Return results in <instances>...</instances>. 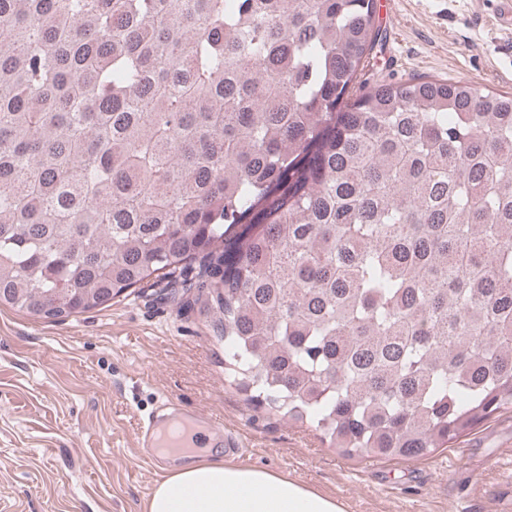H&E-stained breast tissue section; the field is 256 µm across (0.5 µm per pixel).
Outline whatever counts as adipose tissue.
<instances>
[{"instance_id": "adipose-tissue-1", "label": "adipose tissue", "mask_w": 512, "mask_h": 512, "mask_svg": "<svg viewBox=\"0 0 512 512\" xmlns=\"http://www.w3.org/2000/svg\"><path fill=\"white\" fill-rule=\"evenodd\" d=\"M146 512H344L328 494L267 470L224 462L210 453L190 456L165 473Z\"/></svg>"}]
</instances>
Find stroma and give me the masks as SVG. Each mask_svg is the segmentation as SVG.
Segmentation results:
<instances>
[{
    "instance_id": "35a3bbf8",
    "label": "stroma",
    "mask_w": 512,
    "mask_h": 512,
    "mask_svg": "<svg viewBox=\"0 0 512 512\" xmlns=\"http://www.w3.org/2000/svg\"><path fill=\"white\" fill-rule=\"evenodd\" d=\"M383 39L370 83L466 80L512 93L499 0H376ZM241 433L239 464L329 493L345 512H504L512 409L421 459L348 456L319 432L255 407L224 379V341L198 290L148 284L62 319L0 307V512H144L160 477L138 453L162 402Z\"/></svg>"
}]
</instances>
